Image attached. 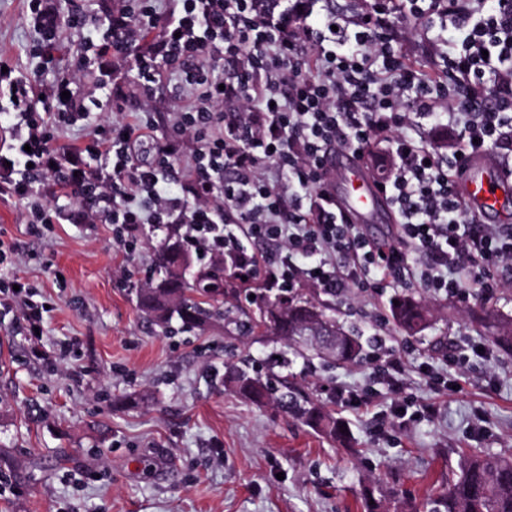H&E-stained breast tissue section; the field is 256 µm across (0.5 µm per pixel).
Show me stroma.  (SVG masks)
I'll return each instance as SVG.
<instances>
[{
	"label": "stroma",
	"instance_id": "35a3bbf8",
	"mask_svg": "<svg viewBox=\"0 0 512 512\" xmlns=\"http://www.w3.org/2000/svg\"><path fill=\"white\" fill-rule=\"evenodd\" d=\"M25 7L0 0V55L32 73L40 38ZM28 215V201L0 199V243L21 247L0 263V284L21 278L43 309L34 335L26 306L0 295V512H363L365 484L397 489L411 504L461 451L512 453V353L491 345L484 302L416 284L325 296L361 336L363 356L291 370L347 425L352 450L225 388L233 357L223 330L168 336L144 319L132 285L153 279L157 240L122 248L108 225L32 224ZM407 293L433 309L414 336L391 318ZM488 307L512 319V279ZM378 338L411 366L412 397L436 402L434 416L397 419L384 404L368 413L336 400L339 386L383 392L372 374ZM474 344L487 355L471 353ZM460 353L461 392L419 375L429 365L451 377L448 359ZM116 395L128 405H113Z\"/></svg>",
	"mask_w": 512,
	"mask_h": 512
}]
</instances>
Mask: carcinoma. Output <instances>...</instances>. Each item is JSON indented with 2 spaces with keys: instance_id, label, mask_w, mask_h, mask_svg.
<instances>
[{
  "instance_id": "1",
  "label": "carcinoma",
  "mask_w": 512,
  "mask_h": 512,
  "mask_svg": "<svg viewBox=\"0 0 512 512\" xmlns=\"http://www.w3.org/2000/svg\"><path fill=\"white\" fill-rule=\"evenodd\" d=\"M162 233L154 266L159 278L134 285L141 312L162 332L205 331L224 328L227 347L262 340L272 344L262 361L246 354L224 371V386L258 405H275L315 432L343 443L348 433L343 422L323 408L294 382L288 372L300 358L307 367L314 361L351 364L363 351L359 337L346 332L328 307L312 298L293 295L286 288L255 284V298L242 305L241 292L251 284L227 271L224 256L215 255L202 265L176 224H151L148 234ZM392 319L403 330L416 334L430 323L429 309L411 296L392 305ZM483 322L496 328L492 341L512 348V319L501 320L492 310ZM396 492L376 495L366 487L362 493L364 512H388V501ZM412 512H512V458L468 452L461 456L458 471L441 480Z\"/></svg>"
}]
</instances>
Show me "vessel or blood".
<instances>
[{"label": "vessel or blood", "mask_w": 512, "mask_h": 512, "mask_svg": "<svg viewBox=\"0 0 512 512\" xmlns=\"http://www.w3.org/2000/svg\"><path fill=\"white\" fill-rule=\"evenodd\" d=\"M328 177L342 184V208L359 224H371L381 215L386 198L376 181L364 172L360 158L344 151L329 155ZM462 200L472 207L480 222H491L503 213L505 193L512 185V173L506 172L488 151L467 156L463 163Z\"/></svg>", "instance_id": "b4317fda"}]
</instances>
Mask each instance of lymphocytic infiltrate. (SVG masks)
<instances>
[{
    "label": "lymphocytic infiltrate",
    "mask_w": 512,
    "mask_h": 512,
    "mask_svg": "<svg viewBox=\"0 0 512 512\" xmlns=\"http://www.w3.org/2000/svg\"><path fill=\"white\" fill-rule=\"evenodd\" d=\"M26 20L41 38L37 76L11 77L0 56V93L15 95L19 122L1 138L0 197L42 191L37 223L108 224L117 242H132L145 224H187L206 236L225 225L224 261L238 277L279 288L311 284L331 295L357 288L381 294L406 279L436 294L492 301L512 268V226L482 224L465 208L451 176L470 154L496 148L512 155V0H374L355 21L325 17L312 26V0H181L159 13L153 0L90 20L72 5L61 25L47 20L46 0H26ZM427 22L437 68H415L397 46L401 19ZM87 30L88 47L68 71L55 68L59 26ZM161 29L151 54L133 55L146 30ZM134 60L140 116L125 113L126 93L112 75ZM240 61L229 77L218 70ZM97 64L100 96L82 80ZM181 83L166 88L165 78ZM168 94L166 137L144 120ZM458 127L459 147L443 163L409 134L435 110ZM116 118L96 125L84 147H55L56 133L91 112ZM387 142L397 157L382 190L399 215L395 241L382 247L336 209L325 157L336 146L362 151ZM190 143L185 175L175 173L177 147ZM153 146L152 160L143 157ZM105 160L87 165L84 154ZM267 251H249L245 239ZM420 263H413V254Z\"/></svg>",
    "instance_id": "obj_1"
}]
</instances>
